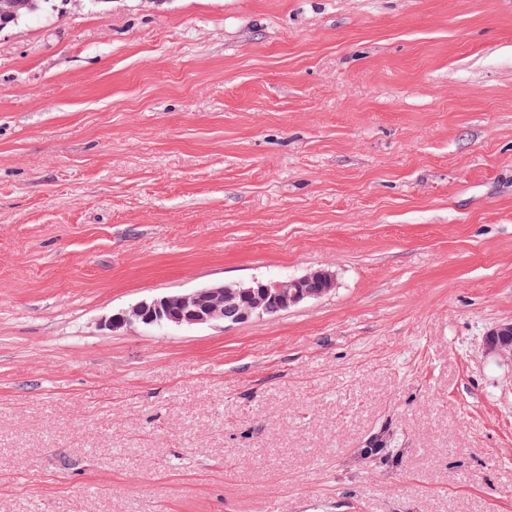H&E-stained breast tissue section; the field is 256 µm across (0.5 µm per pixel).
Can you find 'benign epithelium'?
<instances>
[{"mask_svg": "<svg viewBox=\"0 0 512 512\" xmlns=\"http://www.w3.org/2000/svg\"><path fill=\"white\" fill-rule=\"evenodd\" d=\"M335 274L326 268L279 280L252 279L232 288L222 283L148 300L112 315V326L153 328L222 323L242 324L256 317L287 311L330 292ZM485 353L512 366V321L494 324L484 338Z\"/></svg>", "mask_w": 512, "mask_h": 512, "instance_id": "benign-epithelium-1", "label": "benign epithelium"}]
</instances>
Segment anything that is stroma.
I'll return each instance as SVG.
<instances>
[{
  "mask_svg": "<svg viewBox=\"0 0 512 512\" xmlns=\"http://www.w3.org/2000/svg\"><path fill=\"white\" fill-rule=\"evenodd\" d=\"M317 268L276 315L109 325ZM509 319L512 0L0 31V512H512ZM485 335V353L512 367V321L494 324Z\"/></svg>",
  "mask_w": 512,
  "mask_h": 512,
  "instance_id": "1",
  "label": "stroma"
}]
</instances>
